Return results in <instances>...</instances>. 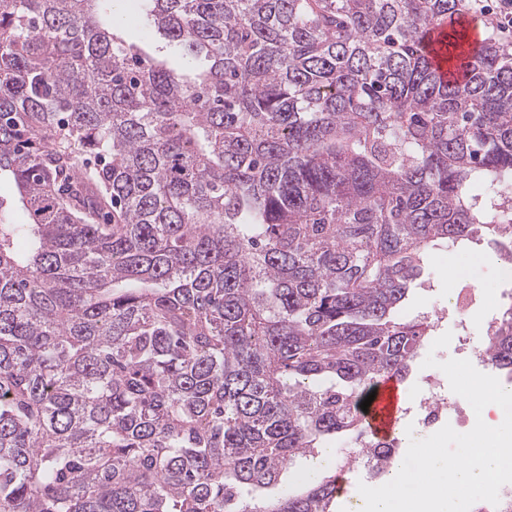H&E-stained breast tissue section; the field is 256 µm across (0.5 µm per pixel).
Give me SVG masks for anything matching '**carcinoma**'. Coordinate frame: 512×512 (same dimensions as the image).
<instances>
[{
  "label": "carcinoma",
  "instance_id": "1",
  "mask_svg": "<svg viewBox=\"0 0 512 512\" xmlns=\"http://www.w3.org/2000/svg\"><path fill=\"white\" fill-rule=\"evenodd\" d=\"M113 2L0 0V512H334L286 479L393 447L424 256L512 244V51L439 73L466 0H136L179 70ZM127 14L128 18L125 20L127 36L144 42L148 51L157 61L175 63L177 56L174 48L170 47L164 39H161L154 30L145 28L138 12L129 11Z\"/></svg>",
  "mask_w": 512,
  "mask_h": 512
}]
</instances>
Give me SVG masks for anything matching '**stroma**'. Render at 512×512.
Listing matches in <instances>:
<instances>
[{
  "label": "stroma",
  "instance_id": "stroma-1",
  "mask_svg": "<svg viewBox=\"0 0 512 512\" xmlns=\"http://www.w3.org/2000/svg\"><path fill=\"white\" fill-rule=\"evenodd\" d=\"M506 254V248L488 243L486 237L480 234L455 246H440L430 250L403 309L404 316L413 318L423 313L432 315L437 320L433 331L437 337L456 331L457 314L453 291L464 283L475 286L482 296V304L471 310L468 319L474 345L482 346V321L487 314L499 313L505 303L502 296L505 283L501 271L506 264ZM452 260L461 263L464 278L447 277L448 263Z\"/></svg>",
  "mask_w": 512,
  "mask_h": 512
}]
</instances>
